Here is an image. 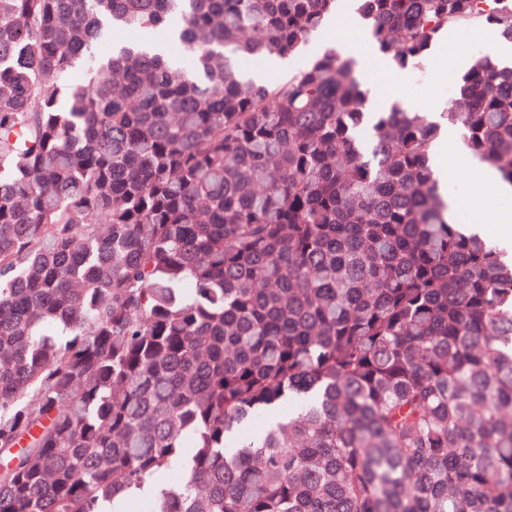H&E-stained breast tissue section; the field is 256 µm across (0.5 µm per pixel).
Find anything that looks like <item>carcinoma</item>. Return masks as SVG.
<instances>
[{
  "label": "carcinoma",
  "instance_id": "cac0c4a2",
  "mask_svg": "<svg viewBox=\"0 0 512 512\" xmlns=\"http://www.w3.org/2000/svg\"><path fill=\"white\" fill-rule=\"evenodd\" d=\"M356 2L400 70L512 44V0ZM341 4L0 0V512H512V257L431 163L512 186V64L437 116L332 51L243 79ZM171 15L176 65L124 37ZM441 139L448 145V152L461 150L457 133L448 128L443 130ZM445 153L442 163L445 169L448 170V196L456 197L460 202V207L457 201H448V216L453 217L457 213L458 221L460 224L479 223L492 219V213L495 209L509 208L512 209V197L502 196L512 193V187L503 184L496 176L495 172L487 168L484 170L482 176L478 178L481 171L480 165L476 164L466 152L452 154L448 156ZM472 186V194L470 195V185ZM487 187H494L495 193L487 198L482 197Z\"/></svg>",
  "mask_w": 512,
  "mask_h": 512
}]
</instances>
